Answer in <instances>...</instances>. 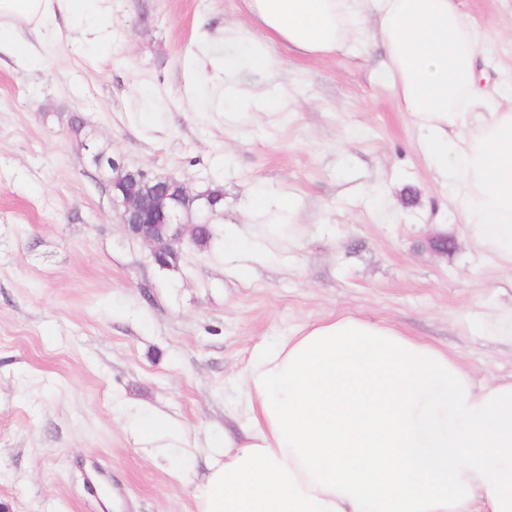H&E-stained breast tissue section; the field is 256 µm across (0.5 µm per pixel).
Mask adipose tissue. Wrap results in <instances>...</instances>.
I'll use <instances>...</instances> for the list:
<instances>
[{"label":"adipose tissue","instance_id":"ef3b65f1","mask_svg":"<svg viewBox=\"0 0 512 512\" xmlns=\"http://www.w3.org/2000/svg\"><path fill=\"white\" fill-rule=\"evenodd\" d=\"M108 0H0V50L30 57L23 23L110 22ZM255 68L270 45L333 52L379 18L386 70L425 153L446 178L468 237L512 271V103L483 85L481 37L457 0H248ZM259 200L227 229L248 275L294 227ZM247 419L225 436L198 512H512V378L475 384L447 350L385 322L331 317L257 351L242 375Z\"/></svg>","mask_w":512,"mask_h":512}]
</instances>
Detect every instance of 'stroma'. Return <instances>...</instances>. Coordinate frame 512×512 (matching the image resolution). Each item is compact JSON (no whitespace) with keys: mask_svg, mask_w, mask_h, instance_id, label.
Masks as SVG:
<instances>
[{"mask_svg":"<svg viewBox=\"0 0 512 512\" xmlns=\"http://www.w3.org/2000/svg\"><path fill=\"white\" fill-rule=\"evenodd\" d=\"M104 41L78 23L0 54V512H196L243 422L254 352L339 313L512 377V273L463 232L382 66L376 16L354 47L281 44L257 70L244 0H110ZM484 84H512V0H462ZM125 166L220 188L212 237L175 266L128 236L85 134ZM296 200L291 242L238 276L224 227ZM452 244L435 254L430 238ZM165 418L154 442L138 429Z\"/></svg>","mask_w":512,"mask_h":512,"instance_id":"obj_1","label":"stroma"}]
</instances>
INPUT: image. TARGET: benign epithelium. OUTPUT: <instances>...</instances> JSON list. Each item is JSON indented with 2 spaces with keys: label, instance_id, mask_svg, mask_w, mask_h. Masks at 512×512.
I'll use <instances>...</instances> for the list:
<instances>
[{
  "label": "benign epithelium",
  "instance_id": "1",
  "mask_svg": "<svg viewBox=\"0 0 512 512\" xmlns=\"http://www.w3.org/2000/svg\"><path fill=\"white\" fill-rule=\"evenodd\" d=\"M79 146L112 187V208L120 212L128 235L148 244L161 267L177 262L185 236L199 242V226H209L211 217L222 208V197L194 194L176 178L152 177L142 169L124 166L100 152L91 135L80 140Z\"/></svg>",
  "mask_w": 512,
  "mask_h": 512
}]
</instances>
